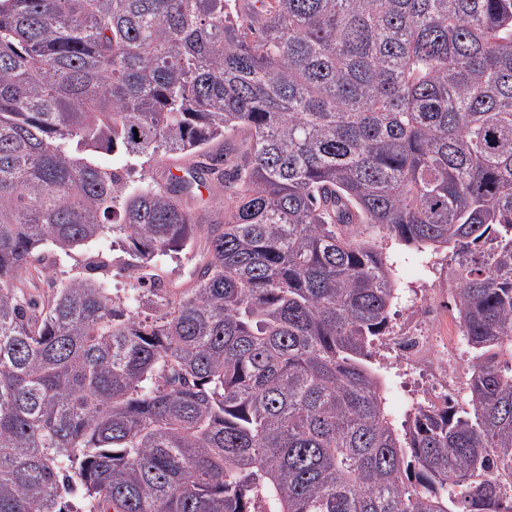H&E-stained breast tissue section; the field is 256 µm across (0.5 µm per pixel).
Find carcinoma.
<instances>
[{"instance_id":"carcinoma-1","label":"carcinoma","mask_w":512,"mask_h":512,"mask_svg":"<svg viewBox=\"0 0 512 512\" xmlns=\"http://www.w3.org/2000/svg\"><path fill=\"white\" fill-rule=\"evenodd\" d=\"M163 157L189 167L132 179ZM379 233L452 250L473 350L468 407L400 429L370 366L397 299ZM200 234L191 287L150 272ZM103 238L132 288L103 250L53 285ZM511 492L512 0H0V512ZM101 247V244L98 242L76 252L71 258H66L63 263L56 267V274L53 278L54 281L57 284H64L73 276L85 275L86 271L81 264V261L85 256L84 254L88 252H96L100 250ZM112 276L111 285L114 293L121 294L124 288H132L134 283L133 279L127 277V272L123 270V262L126 260V255L121 251L112 252Z\"/></svg>"}]
</instances>
